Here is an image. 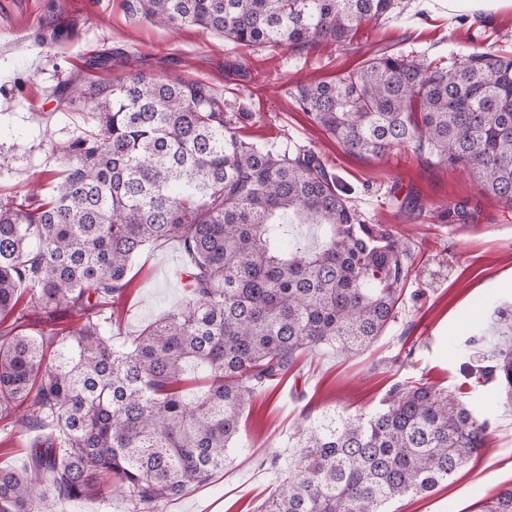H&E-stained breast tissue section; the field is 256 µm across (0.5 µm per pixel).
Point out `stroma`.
<instances>
[{
  "label": "stroma",
  "instance_id": "obj_1",
  "mask_svg": "<svg viewBox=\"0 0 512 512\" xmlns=\"http://www.w3.org/2000/svg\"><path fill=\"white\" fill-rule=\"evenodd\" d=\"M495 45L512 50V11L479 27L449 19L443 0L419 10L410 0L402 20L362 27L350 44L322 43L299 54L285 48L240 47L199 27L171 29L144 17L138 0H8L0 4V200L33 187L49 194L63 165L47 148L86 129L85 109L60 107L56 90L78 76L91 83L108 74L177 73L208 83L223 96L236 134L281 152L314 151L348 191L367 223L406 239L415 255L396 320L368 348L344 356L325 347L302 356L246 409L239 445L222 471L162 500L157 512H256L284 477L270 464L288 457L305 417L338 409L378 410L387 391L410 378L426 379L468 402L471 368L485 365L505 332L495 309L512 306V211L481 192L461 168L436 167L411 149L382 157L347 154L294 103L302 82L335 78L383 52L430 60ZM107 58L106 68L94 58ZM466 203L475 219L449 222L444 210ZM423 205L422 216L411 213ZM188 258L175 241L146 246L134 258L129 286L115 316L113 343L136 335L185 299L180 271ZM474 323L480 340L467 344ZM485 448L448 483L393 501L388 512H478L486 499L512 486V403L488 405Z\"/></svg>",
  "mask_w": 512,
  "mask_h": 512
}]
</instances>
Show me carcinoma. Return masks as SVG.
<instances>
[{"label":"carcinoma","mask_w":512,"mask_h":512,"mask_svg":"<svg viewBox=\"0 0 512 512\" xmlns=\"http://www.w3.org/2000/svg\"><path fill=\"white\" fill-rule=\"evenodd\" d=\"M160 25L197 26L240 46L346 44L405 0H139ZM89 129L57 144L52 193L0 202V420L35 433L30 465L0 467V512L122 494L134 512L224 469L253 397L324 345L369 347L398 314L413 255L366 223L311 150L273 152L229 127L224 99L181 76L136 73L85 91ZM298 107L352 155L406 146L463 167L512 209V52L425 61L391 52L332 81L298 85ZM290 224L316 226V241ZM180 243L185 300L112 344L133 258ZM32 291L19 307L20 288ZM60 329L25 330L28 313ZM203 383L190 395L188 375ZM483 397L512 400V347L476 369ZM488 421L418 379L374 413H322L302 429L289 476L257 512H387L448 481L484 448ZM480 512H512V488Z\"/></svg>","instance_id":"obj_1"}]
</instances>
